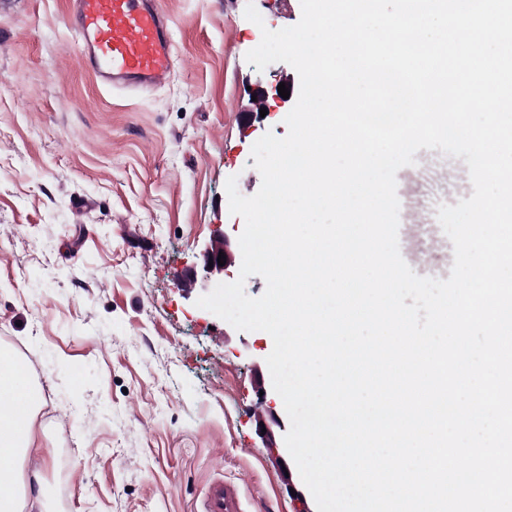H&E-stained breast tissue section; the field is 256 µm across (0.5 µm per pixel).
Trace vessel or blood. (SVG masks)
Listing matches in <instances>:
<instances>
[{
    "label": "vessel or blood",
    "mask_w": 512,
    "mask_h": 512,
    "mask_svg": "<svg viewBox=\"0 0 512 512\" xmlns=\"http://www.w3.org/2000/svg\"><path fill=\"white\" fill-rule=\"evenodd\" d=\"M160 0H75L71 25L84 61L107 89L156 85L172 65L170 28ZM199 512H234L223 482L210 485Z\"/></svg>",
    "instance_id": "b4317fda"
}]
</instances>
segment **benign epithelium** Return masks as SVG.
<instances>
[{
	"instance_id": "obj_1",
	"label": "benign epithelium",
	"mask_w": 512,
	"mask_h": 512,
	"mask_svg": "<svg viewBox=\"0 0 512 512\" xmlns=\"http://www.w3.org/2000/svg\"><path fill=\"white\" fill-rule=\"evenodd\" d=\"M256 100L250 102L249 117L254 120H262L260 110L265 109L272 115L279 111L286 103V99L278 93L277 86L265 88L258 86L253 91ZM226 255V263L218 265L219 253ZM202 262L198 265L185 269L178 289L183 297L190 298L191 295H205L218 282L224 279L229 267L234 265L236 255L235 247L228 237L224 235V225L215 224L209 239L203 243L201 248ZM257 430L260 431V438L264 447H277L276 429H284V424L277 415L269 410L257 414Z\"/></svg>"
}]
</instances>
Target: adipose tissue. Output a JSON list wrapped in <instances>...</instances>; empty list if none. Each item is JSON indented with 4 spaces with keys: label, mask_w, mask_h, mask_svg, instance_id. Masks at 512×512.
Wrapping results in <instances>:
<instances>
[{
    "label": "adipose tissue",
    "mask_w": 512,
    "mask_h": 512,
    "mask_svg": "<svg viewBox=\"0 0 512 512\" xmlns=\"http://www.w3.org/2000/svg\"><path fill=\"white\" fill-rule=\"evenodd\" d=\"M27 372L13 350L0 347V512H47L41 470L25 475L7 465L8 460H32L42 452L33 427L35 406L20 411L15 404Z\"/></svg>",
    "instance_id": "1"
}]
</instances>
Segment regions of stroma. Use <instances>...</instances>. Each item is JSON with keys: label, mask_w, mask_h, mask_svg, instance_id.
I'll return each instance as SVG.
<instances>
[{"label": "stroma", "mask_w": 512, "mask_h": 512, "mask_svg": "<svg viewBox=\"0 0 512 512\" xmlns=\"http://www.w3.org/2000/svg\"><path fill=\"white\" fill-rule=\"evenodd\" d=\"M254 4L264 23L247 20ZM72 0H0V345L43 393L35 428L48 512H195L223 480L240 512L316 502L287 448L264 447L260 405L283 411L263 331L183 298L213 225L237 240L225 184L252 196L251 155L284 114L250 124L249 91L296 70L245 55L298 23L300 0H163L172 72L136 96L86 67ZM397 173L400 222L468 198L463 159L419 150ZM267 395H260V388Z\"/></svg>", "instance_id": "obj_1"}]
</instances>
